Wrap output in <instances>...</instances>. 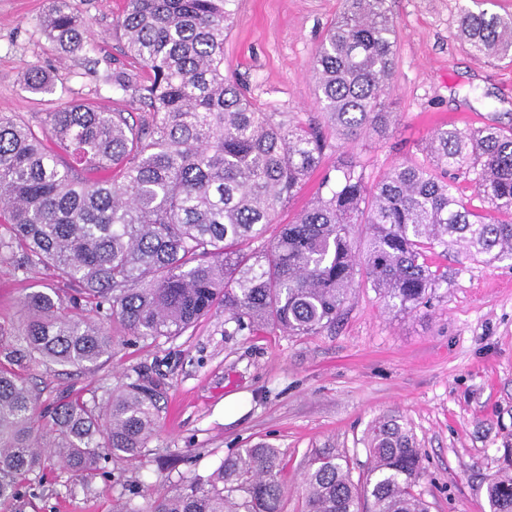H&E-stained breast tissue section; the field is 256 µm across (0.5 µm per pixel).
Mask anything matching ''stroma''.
<instances>
[{"instance_id": "obj_1", "label": "stroma", "mask_w": 512, "mask_h": 512, "mask_svg": "<svg viewBox=\"0 0 512 512\" xmlns=\"http://www.w3.org/2000/svg\"><path fill=\"white\" fill-rule=\"evenodd\" d=\"M53 0H0V113L42 126L56 100L29 93L31 66L50 69L71 100L140 114L138 102L99 92L95 73L122 61L112 31L124 0H70L89 27L93 51L63 59L40 21ZM399 39L387 103L397 113L392 136L355 140L323 132L333 165L356 155L367 181L394 165L426 163L421 147L439 127L466 131L512 127V65L472 57L456 33L460 6L512 15V0H386ZM341 0H236L224 40V75L245 83L259 103L303 123L321 119L311 66ZM446 271L420 309L402 314L356 283L331 330L287 336L266 329L228 336L220 309L178 336L142 340L112 325L111 358L89 376L33 363L27 373L43 402L67 392H95L106 402L137 372L160 382L161 427L152 454L106 462L94 475L61 469L32 480L0 512H112L136 488L154 496L209 475L224 456L264 440L280 448L288 497L282 512H301V475L312 449L346 455L353 477L369 465L368 429L398 416L420 448L424 477L416 490L430 512H490L486 488L512 445V263L463 253L428 252ZM51 270L0 265V322L20 317L25 291L57 287Z\"/></svg>"}]
</instances>
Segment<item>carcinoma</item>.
<instances>
[{
    "label": "carcinoma",
    "mask_w": 512,
    "mask_h": 512,
    "mask_svg": "<svg viewBox=\"0 0 512 512\" xmlns=\"http://www.w3.org/2000/svg\"><path fill=\"white\" fill-rule=\"evenodd\" d=\"M234 0H125L116 21L129 65L99 76L105 92L147 109L123 112L66 102L38 129L0 113V264H43L70 287L37 290L22 316L0 323V502L21 495L53 464L89 476L102 461H137L159 427L162 387L148 376L112 392L60 395L47 406L22 370L33 362L90 374L112 357L118 322L130 336H177L224 308V335L272 327L288 336L331 328L364 270L387 308L408 313L448 281L427 252L458 249L512 261V128H439L431 164L402 162L368 184L354 156L324 171L317 195L291 224L264 239L279 209L320 170L317 125L268 112L224 78V35ZM62 58L87 52L83 19L54 0L41 21ZM459 39L472 56L512 63V16L464 10ZM395 72V28L386 0H343L312 65L317 103L346 139L392 133L386 89ZM36 94H65L55 76L29 69ZM71 161H64L61 153ZM474 174L496 213L472 209L448 172ZM366 228L364 249L354 235ZM95 304L99 319L78 313ZM370 466L354 481L345 456L312 454L303 512H430L415 492L421 453L397 419L368 432ZM281 451L240 448L211 475L113 512H281L288 493ZM490 512H512V459L486 488Z\"/></svg>",
    "instance_id": "carcinoma-1"
}]
</instances>
